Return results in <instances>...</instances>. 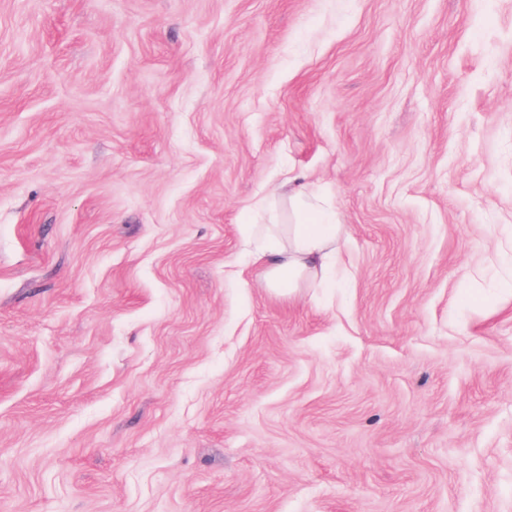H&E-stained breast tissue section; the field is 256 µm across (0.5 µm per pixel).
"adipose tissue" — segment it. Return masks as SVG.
I'll list each match as a JSON object with an SVG mask.
<instances>
[{"mask_svg": "<svg viewBox=\"0 0 512 512\" xmlns=\"http://www.w3.org/2000/svg\"><path fill=\"white\" fill-rule=\"evenodd\" d=\"M289 226L263 224L248 230L254 261L261 268L259 284L278 296H292L309 281L323 280L338 258L344 233L336 214L327 210L302 176L288 180Z\"/></svg>", "mask_w": 512, "mask_h": 512, "instance_id": "adipose-tissue-1", "label": "adipose tissue"}]
</instances>
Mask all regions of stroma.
Instances as JSON below:
<instances>
[{"label": "stroma", "instance_id": "35a3bbf8", "mask_svg": "<svg viewBox=\"0 0 512 512\" xmlns=\"http://www.w3.org/2000/svg\"><path fill=\"white\" fill-rule=\"evenodd\" d=\"M0 512H512V0H0ZM302 176L288 179L291 224H260L247 231L254 247V262L261 268L259 284L277 296L290 297L309 281H324L325 270L335 260L344 224L327 210ZM286 238V239H285Z\"/></svg>", "mask_w": 512, "mask_h": 512}]
</instances>
